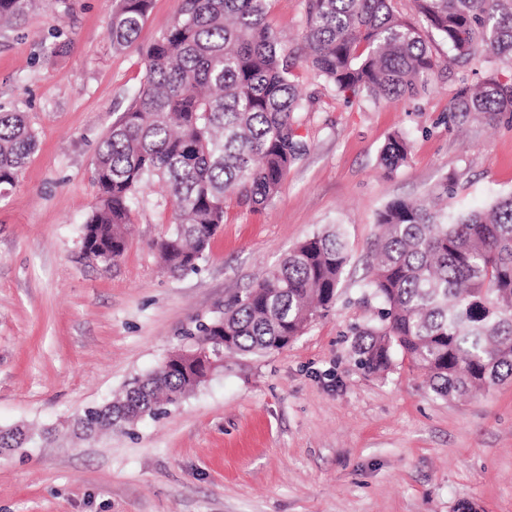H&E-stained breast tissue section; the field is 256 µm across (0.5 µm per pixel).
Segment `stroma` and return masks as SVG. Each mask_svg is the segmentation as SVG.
I'll return each instance as SVG.
<instances>
[{
    "mask_svg": "<svg viewBox=\"0 0 512 512\" xmlns=\"http://www.w3.org/2000/svg\"><path fill=\"white\" fill-rule=\"evenodd\" d=\"M153 0L136 42L117 51L114 0H37L0 29V109L25 113L38 144L0 198V428L56 427L51 443L0 454V512H512V379L464 399L436 397L408 362L381 376L352 358L348 331L377 303L361 286L394 199L448 214L512 193V113L449 118L475 64L432 77L415 99L345 102L298 60L307 153L272 202L230 201L198 272L171 277L156 244L172 213L160 187L132 215L105 268L82 251L96 203L91 171L104 134L132 103L141 50L178 15ZM306 0H271L268 22L302 45ZM411 142L390 177L380 150ZM351 256L340 298L287 348L227 362L167 415L89 439L69 426L158 368L195 319L223 312L283 254L333 225Z\"/></svg>",
    "mask_w": 512,
    "mask_h": 512,
    "instance_id": "obj_1",
    "label": "stroma"
}]
</instances>
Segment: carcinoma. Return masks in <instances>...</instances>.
<instances>
[{"mask_svg":"<svg viewBox=\"0 0 512 512\" xmlns=\"http://www.w3.org/2000/svg\"><path fill=\"white\" fill-rule=\"evenodd\" d=\"M36 0H0V22L24 17ZM392 0H307L302 52L315 74L345 98L374 102L413 97L442 67L421 28L394 13ZM270 0H181L174 24L142 51L134 103L102 138L93 166L97 202L81 240L108 268L127 248L124 226L154 182L167 188L173 221L157 249L172 277L194 273L224 223L226 200L263 209L305 150L293 81L295 55L266 21ZM414 11L455 62L487 66L485 79L462 84L452 119L512 112V0H413ZM152 0H116L112 47H129ZM37 145L22 112H0V196L14 187ZM410 142L388 137L380 164H405ZM374 259L363 288L379 303L376 318L351 327L355 365L388 372L402 356L441 397H464L512 378V194L453 219L428 203L393 200L380 212ZM350 262L341 232L312 235L289 250L224 312L197 321L192 348L175 362L130 382L112 401L88 406L72 432L89 438L157 419L208 382L192 355L218 360L284 349L329 312ZM56 435L0 429V452Z\"/></svg>","mask_w":512,"mask_h":512,"instance_id":"obj_1","label":"carcinoma"}]
</instances>
